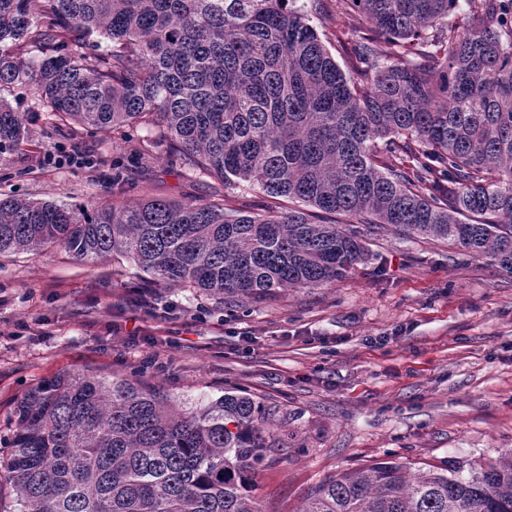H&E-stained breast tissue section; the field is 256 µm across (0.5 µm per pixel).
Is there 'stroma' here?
<instances>
[{"label":"stroma","mask_w":512,"mask_h":512,"mask_svg":"<svg viewBox=\"0 0 512 512\" xmlns=\"http://www.w3.org/2000/svg\"><path fill=\"white\" fill-rule=\"evenodd\" d=\"M310 23L349 70L357 13L320 0ZM0 96L29 129L0 165L2 195L91 208L115 196L205 202L222 188L163 138L70 140L26 93ZM59 148L103 164L44 166ZM369 250L346 279L244 304L149 282L121 257L82 263L54 247L0 258V512L19 510L4 466L15 406L66 371L140 373L188 403L230 387L260 401L276 444L255 490L263 512H297L326 477L380 461L415 470L512 452V274L443 240L385 231ZM132 287L150 288L154 307L131 302Z\"/></svg>","instance_id":"obj_1"}]
</instances>
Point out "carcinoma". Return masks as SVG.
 <instances>
[{"label": "carcinoma", "instance_id": "carcinoma-1", "mask_svg": "<svg viewBox=\"0 0 512 512\" xmlns=\"http://www.w3.org/2000/svg\"><path fill=\"white\" fill-rule=\"evenodd\" d=\"M349 2L368 31L351 78L296 0H0V88H24L75 137L149 127L224 186L90 213L0 197V255L120 256L159 283L260 300L349 276L391 229L512 273V0H465L454 29L459 0ZM27 140L0 100V162ZM242 183L293 206L227 207ZM10 445L20 512H261L273 442L240 390L185 409L138 380L58 373L17 402ZM299 512H512V453L350 469Z\"/></svg>", "mask_w": 512, "mask_h": 512}]
</instances>
